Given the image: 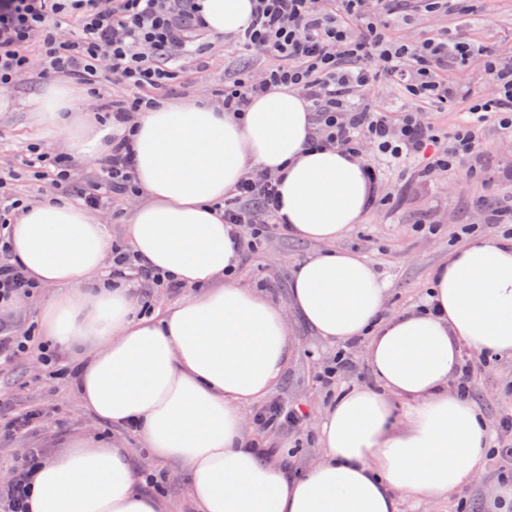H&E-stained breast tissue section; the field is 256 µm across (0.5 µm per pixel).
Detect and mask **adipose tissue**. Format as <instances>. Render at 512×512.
Wrapping results in <instances>:
<instances>
[{
	"mask_svg": "<svg viewBox=\"0 0 512 512\" xmlns=\"http://www.w3.org/2000/svg\"><path fill=\"white\" fill-rule=\"evenodd\" d=\"M252 6L202 0V14L211 34L232 36ZM73 95L59 80L30 101L37 133L87 161L127 138L139 198L128 245L190 291L141 312L132 284L109 273L100 216L62 196L19 208L6 229L10 253L48 291L38 323L79 357L86 409L108 425L135 426L152 457L181 464L196 512H398L400 495L443 497L470 481L494 437L448 382L463 349L512 358V241L454 250L431 270L424 304L387 318V282L336 246L372 208L365 162L318 145L295 92L272 89L241 112L187 98L102 121L74 112ZM253 170L280 179L289 234L329 246L296 265L294 307L328 343L365 338L377 380L326 409L321 457L301 475L255 447L244 413L279 383L289 349L284 310L242 284L241 244L224 222L225 195ZM31 499V512H164L129 449L100 437L43 460Z\"/></svg>",
	"mask_w": 512,
	"mask_h": 512,
	"instance_id": "obj_1",
	"label": "adipose tissue"
}]
</instances>
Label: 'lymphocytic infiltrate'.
<instances>
[{"label": "lymphocytic infiltrate", "mask_w": 512, "mask_h": 512, "mask_svg": "<svg viewBox=\"0 0 512 512\" xmlns=\"http://www.w3.org/2000/svg\"><path fill=\"white\" fill-rule=\"evenodd\" d=\"M389 0H254L253 19L238 36L257 56L269 59L261 75L242 73L225 83L219 96L225 111L239 112L255 97L275 87L300 93L314 114L322 144L359 154L368 141L374 155L367 164L373 186H380L382 169L407 157L429 154V162L414 171L423 180L439 172L467 168L477 172L484 153L481 125L494 117L501 133L512 136V62L461 37L443 34L410 43L391 36L372 17L387 11ZM207 27L199 0H0V89L12 88L33 69L40 53L46 69L67 74L79 85H97L102 66L131 90L123 99H100L101 110L124 115L141 112L161 99L177 79L186 53L203 57ZM481 59L495 92L483 96L449 83L441 74L448 58ZM400 85L411 100L438 107L456 100L469 104L470 117L456 127L445 148L424 113L402 108L385 112L366 102L364 92L378 79ZM30 177L72 187L89 207L104 198L122 203L134 197L133 159L125 141L113 142L102 157L94 179L71 180L69 157L32 152ZM12 172H0V310L31 297L37 285L8 258L4 230L20 204L10 193ZM277 179L269 174L246 175L224 200V221L239 230L242 242L256 246L268 225L277 223L280 207ZM111 274L135 278L146 288L179 290L174 279L142 264L127 247H112ZM38 350L45 367L69 375L57 352L33 330L17 334L0 329V362ZM305 414L272 399L259 407V431H300ZM42 451L38 448L14 460L7 480L0 482V512H29V492Z\"/></svg>", "instance_id": "lymphocytic-infiltrate-1"}]
</instances>
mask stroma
I'll return each instance as SVG.
<instances>
[{
  "mask_svg": "<svg viewBox=\"0 0 512 512\" xmlns=\"http://www.w3.org/2000/svg\"><path fill=\"white\" fill-rule=\"evenodd\" d=\"M389 21L393 36L417 41L441 32L449 38L464 34L483 46L512 58V0H450L446 10L426 11L421 0H395ZM207 71L197 70L184 60L179 77L168 96L172 99L199 97L215 102V93L224 83L244 70L262 71L268 60L245 50L236 38L209 36ZM52 73L33 71L23 77L5 97L9 109L0 110V170L16 176L13 191L33 202L56 194L50 182L32 181L26 171L30 146L36 138L30 126L26 102L38 95ZM486 167L484 177L466 170L440 172L427 183L408 178L399 168L386 170L382 193L391 194L386 205H374L366 220L355 225L337 246L366 258L389 286L386 316L396 315L419 303L432 268L455 249L454 235L460 225L475 224L481 235H500L501 225L487 221L478 206L488 191L512 199V139L501 136L494 120L483 126ZM319 243L294 239L278 228H271L258 249L243 251L239 277L244 284L263 289L276 303L289 311L290 350L284 376L272 390L273 398L297 406L306 415L300 432L272 431L262 434L265 447L284 451L294 473H303L321 454L317 425L340 388L369 384L373 376L364 344L351 351L354 370L339 388H323L317 373L334 357L337 348L317 336L301 318L290 312L289 292L292 268L301 260L323 252ZM473 401L482 409L490 428H497L502 417L512 416V360L484 362L473 386ZM13 411L32 407L46 415L28 434L18 439L0 437V462L9 463L28 449H42L50 457L62 452L75 438L104 434L113 443L132 451L137 471L155 470L167 474L168 482L160 497L166 512H193L188 475L179 465L152 458L137 435L106 426L85 410L79 400L74 378L55 379L36 355L20 362L0 365V405ZM512 480V460L486 458L468 484L441 498L401 496L400 512H485V503L502 479Z\"/></svg>",
  "mask_w": 512,
  "mask_h": 512,
  "instance_id": "1",
  "label": "stroma"
}]
</instances>
